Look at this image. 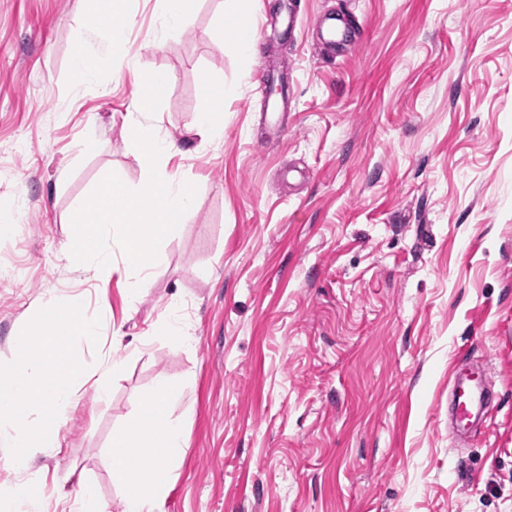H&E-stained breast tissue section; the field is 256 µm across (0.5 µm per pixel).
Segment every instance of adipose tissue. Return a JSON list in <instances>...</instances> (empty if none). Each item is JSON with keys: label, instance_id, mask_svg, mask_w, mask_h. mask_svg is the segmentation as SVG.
Masks as SVG:
<instances>
[{"label": "adipose tissue", "instance_id": "obj_1", "mask_svg": "<svg viewBox=\"0 0 512 512\" xmlns=\"http://www.w3.org/2000/svg\"><path fill=\"white\" fill-rule=\"evenodd\" d=\"M85 29L108 32L109 53L119 52L131 24L129 0H90ZM224 92H204L196 112V134L215 142L224 138ZM172 387L164 381L154 388L150 405L140 406L112 434L106 463L120 489L123 512H164L171 468L181 456L184 434L170 414ZM149 462L140 470V462Z\"/></svg>", "mask_w": 512, "mask_h": 512}]
</instances>
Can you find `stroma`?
<instances>
[{
    "mask_svg": "<svg viewBox=\"0 0 512 512\" xmlns=\"http://www.w3.org/2000/svg\"><path fill=\"white\" fill-rule=\"evenodd\" d=\"M87 2L0 0V268L26 267L0 276V365L49 297L102 314L98 344L78 343L89 368L125 359L38 456L47 512H76L82 482L119 512L112 431L162 380L186 441L165 512H512V0H297L293 32L285 0H195L157 48V0H131L114 57L78 40ZM236 10L266 26L249 59L221 31ZM326 11L361 30L338 55L315 49ZM80 50L107 88L74 72ZM262 66L288 74L277 131ZM148 73L166 78L169 170L197 194L132 306L120 251L100 277L69 263L68 218L106 171L142 180L123 119ZM210 86L228 91L217 144L193 131ZM172 307L179 350L158 333ZM467 362L496 399L454 440Z\"/></svg>",
    "mask_w": 512,
    "mask_h": 512,
    "instance_id": "stroma-1",
    "label": "stroma"
}]
</instances>
